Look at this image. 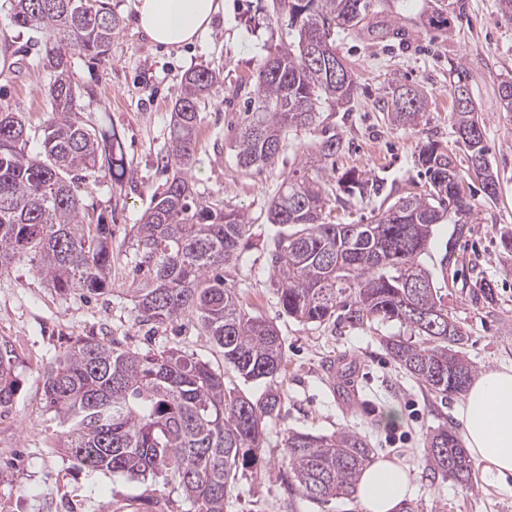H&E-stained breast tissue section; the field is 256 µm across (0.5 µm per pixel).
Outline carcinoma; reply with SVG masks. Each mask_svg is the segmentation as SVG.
<instances>
[{
  "instance_id": "cac0c4a2",
  "label": "carcinoma",
  "mask_w": 512,
  "mask_h": 512,
  "mask_svg": "<svg viewBox=\"0 0 512 512\" xmlns=\"http://www.w3.org/2000/svg\"><path fill=\"white\" fill-rule=\"evenodd\" d=\"M271 2L273 12L289 14L296 34L268 55L255 77L256 105L234 142L237 164L245 169L273 163L285 130L312 124L323 102H351L357 82L330 73L328 50L310 62L305 55L317 35L332 47L336 30L364 29L372 10V0ZM10 21L54 36L58 47L45 56L50 112L38 152L26 151L30 129L23 117L0 110V269L27 259L61 294L102 295L111 286L112 225L102 216L85 222L80 189L102 171L123 175L125 166L116 136L77 121L68 52L102 60L119 18L104 0H10ZM216 82L204 68L184 77L163 157L171 176L136 225L130 290L143 323L159 327L197 317L224 363L247 382L266 383L262 396L254 400L225 385L209 363L176 349L139 353L94 337L76 340L43 373L45 408L66 427L61 447L68 456L132 480L160 477L195 512H224L283 405L279 331L249 313L228 283L248 246V217L200 193L188 174L201 103ZM426 104L420 89L396 84L387 117L394 125H414ZM452 117L461 129L479 122L475 106ZM340 147L341 139L330 136L302 156L303 175L285 179L268 209L269 223L294 227L275 241L271 259L279 303L307 323H399L410 337L385 340L393 361L430 393L456 395V376L468 383L475 373L463 352L468 336L449 316L420 257L437 225L459 224L470 214L464 176L448 151L430 142L418 154L424 193L399 198L371 224H336L326 212L330 198L319 175ZM344 184L362 197L383 191L382 182L352 172ZM15 358L9 342L0 340V415L16 395ZM373 457L367 438L353 430L288 432L277 458L288 474L285 512H295L298 497L319 505L354 498ZM426 459L433 479L471 480L472 461L451 425L429 434Z\"/></svg>"
}]
</instances>
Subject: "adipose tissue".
<instances>
[{"mask_svg": "<svg viewBox=\"0 0 512 512\" xmlns=\"http://www.w3.org/2000/svg\"><path fill=\"white\" fill-rule=\"evenodd\" d=\"M223 0H136V27L165 47L194 43L211 26ZM462 436L490 483L512 475V366L483 371L460 401ZM411 490L407 467L379 460L363 471L357 488L362 512H400Z\"/></svg>", "mask_w": 512, "mask_h": 512, "instance_id": "adipose-tissue-1", "label": "adipose tissue"}]
</instances>
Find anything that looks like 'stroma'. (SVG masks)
Masks as SVG:
<instances>
[{
	"mask_svg": "<svg viewBox=\"0 0 512 512\" xmlns=\"http://www.w3.org/2000/svg\"><path fill=\"white\" fill-rule=\"evenodd\" d=\"M134 2L109 0L120 27L108 58L92 63L79 52L69 54L81 89L78 120L115 132L125 159L122 178L103 174L81 188L87 221L102 215L112 224L111 289L97 298L78 290L57 293L26 260L0 272V337L15 349L18 382L9 414L0 417V512H116L164 495L170 498L167 512H193L178 494H166L161 482L89 470L59 448L61 427L44 408L42 372L77 339L95 336L142 353L176 348L209 362L226 385L252 398L264 391L225 366L196 318L150 330L138 321L128 292L135 226L167 179L160 158L169 144L172 107L185 74L198 68L220 79L201 110L192 175L201 193L247 214L250 247L231 280L252 314L278 326L286 363L281 414L267 428L256 469L239 481L224 512H281L288 481L276 457L288 432L329 435L341 429L366 436L377 459L408 466L416 512H512L511 475L493 486L477 474L467 486L428 477L427 437L439 426H460V398L431 395L399 369L382 345L385 337L401 334L399 324L319 325L284 313L270 269L274 240L290 228L267 221L272 199L283 179L298 170L301 154L316 151L334 134L342 146L323 186L331 218L340 224L374 222L389 202L422 193L426 180L416 158L426 143L447 147L458 168L466 169L467 151L452 121V86L466 72L488 159L498 173V194L489 198L477 180L466 179L472 211L465 226L438 225L423 261L431 269L440 258L448 260V313L469 337L466 355L476 372L512 366V256L500 243L502 232L512 231V112L504 111L498 97L500 81L512 78V18L502 16L498 0H377L370 22L391 29V36L336 35V50L359 85L350 110L322 104L316 123L287 130L274 164L243 169L233 142L246 95L268 52L292 42L288 14L273 13L269 0H224L208 33L192 46L168 49L137 31ZM439 2L452 17L447 32L428 23ZM8 13V0H0V40L9 62L0 69V107L21 113L37 132L48 118L49 75L41 65L46 46L39 34L11 26ZM399 81L428 99L418 125L394 126L383 108ZM348 172L382 181V195L347 193L341 178ZM481 277L493 285L494 307L476 304L465 287Z\"/></svg>",
	"mask_w": 512,
	"mask_h": 512,
	"instance_id": "35a3bbf8",
	"label": "stroma"
}]
</instances>
